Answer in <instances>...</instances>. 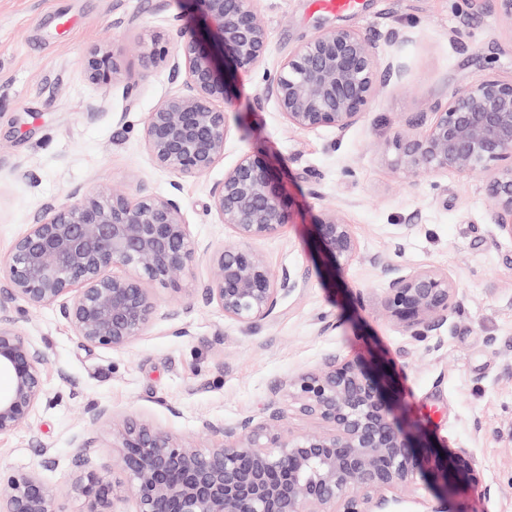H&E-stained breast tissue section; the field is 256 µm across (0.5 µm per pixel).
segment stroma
Returning <instances> with one entry per match:
<instances>
[{"instance_id":"stroma-1","label":"stroma","mask_w":512,"mask_h":512,"mask_svg":"<svg viewBox=\"0 0 512 512\" xmlns=\"http://www.w3.org/2000/svg\"><path fill=\"white\" fill-rule=\"evenodd\" d=\"M268 32L263 65L239 75L227 107L224 157L202 177L174 182L157 169L142 140L148 112L181 78L145 70L140 46L150 34L175 51L180 28L197 17L180 0H0V257L45 207L74 188L139 190L175 197L196 246L183 287L207 281L211 253L240 246L207 211L208 191L245 151L262 152L292 203V221L255 243L273 272L290 269L304 286L275 316L254 326L225 318L201 295L187 298L153 284L155 320L122 349L89 346L56 308L17 304L0 324L38 344L47 360V398L23 428L0 435V470L39 473L57 512H79L72 488L80 454L96 467L119 455L113 425L132 418L198 446L221 443V427L260 426L269 406L298 432L315 421L297 413L280 384L329 358L386 353L394 358L410 411L430 436L470 449L490 497L460 495L467 512H512V242L490 222L486 173L407 178L380 144L422 130L435 102L491 73L512 78V28L494 22L492 0H361L350 13L313 10L310 0H256ZM333 28L359 31L381 58L397 56L401 76H385L363 117L344 133L288 125L266 86L303 41ZM98 46L120 50L134 87L108 91L84 69ZM335 208L360 245L352 263L327 273L312 225ZM435 267L459 284L462 311L418 341L387 318L381 295L387 266ZM180 320H170L171 310ZM108 407L113 422L91 425L86 410ZM214 430H207L205 422ZM90 441L80 450L76 441Z\"/></svg>"}]
</instances>
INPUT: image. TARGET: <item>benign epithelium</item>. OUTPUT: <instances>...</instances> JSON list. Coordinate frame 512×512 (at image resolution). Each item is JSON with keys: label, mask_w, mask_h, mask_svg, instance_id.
<instances>
[{"label": "benign epithelium", "mask_w": 512, "mask_h": 512, "mask_svg": "<svg viewBox=\"0 0 512 512\" xmlns=\"http://www.w3.org/2000/svg\"><path fill=\"white\" fill-rule=\"evenodd\" d=\"M200 27L178 30L173 56L156 35L141 46L145 67L164 64L183 76L182 88L148 113L143 141L154 165L182 179L200 178L220 159L230 135L226 107L233 78L264 62L268 32L255 0H187ZM381 65L375 44L356 30L335 28L300 44L269 81L268 93L289 125L305 131L355 124L375 95ZM91 83L103 90L123 73L121 54L96 48L85 58ZM407 178L448 171L489 174L490 217L512 240V80L484 75L433 105L429 124L380 146ZM207 210L234 230L244 247L211 254L213 274L176 292L201 293L224 317L241 324L272 318L280 299L304 286L287 269L274 273L249 244L275 236L290 223L289 200L262 153L249 151L224 170L208 193ZM318 254L328 271L351 263L360 246L351 225L334 208L313 224ZM196 247L179 202L141 192L76 188L69 201L46 208L0 258V311L22 301L32 309L55 307L81 342L120 349L152 325L158 302L149 282L177 283ZM389 320L425 340L451 323L461 300L445 271L393 269L382 296ZM392 361L369 368L333 358L282 385L295 409L318 429L296 432L277 408L262 426L244 420L222 443L199 448L145 423L127 421L116 439V484L84 460L75 481L82 512H371L387 492L410 489L426 473L444 498L432 512H467L452 501L460 488L488 497L467 448L445 454L412 418L392 378ZM42 349L0 325V374L11 380L0 395V434L24 427L46 399ZM133 510H127V504ZM0 512H56L55 497L36 472L0 476Z\"/></svg>", "instance_id": "obj_1"}]
</instances>
